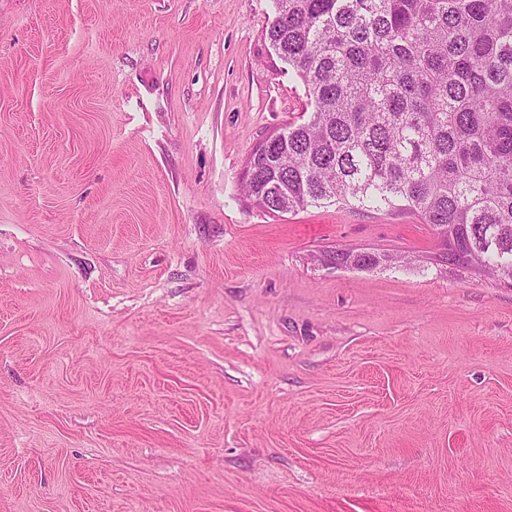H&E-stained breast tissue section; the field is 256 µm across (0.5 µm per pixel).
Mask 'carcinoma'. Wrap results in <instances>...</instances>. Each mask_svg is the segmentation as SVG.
<instances>
[{
  "label": "carcinoma",
  "mask_w": 512,
  "mask_h": 512,
  "mask_svg": "<svg viewBox=\"0 0 512 512\" xmlns=\"http://www.w3.org/2000/svg\"><path fill=\"white\" fill-rule=\"evenodd\" d=\"M274 4L265 39L304 106L248 156L250 205L407 213L433 229L438 261L512 282V0Z\"/></svg>",
  "instance_id": "1"
}]
</instances>
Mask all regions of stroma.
Returning <instances> with one entry per match:
<instances>
[{
    "label": "stroma",
    "instance_id": "35a3bbf8",
    "mask_svg": "<svg viewBox=\"0 0 512 512\" xmlns=\"http://www.w3.org/2000/svg\"><path fill=\"white\" fill-rule=\"evenodd\" d=\"M274 16L0 0V512H512V285L242 195ZM330 259L336 264L348 265V268L357 270H373L382 265L398 263L400 259L387 253H375L371 251H357L352 249H340L332 252Z\"/></svg>",
    "mask_w": 512,
    "mask_h": 512
}]
</instances>
